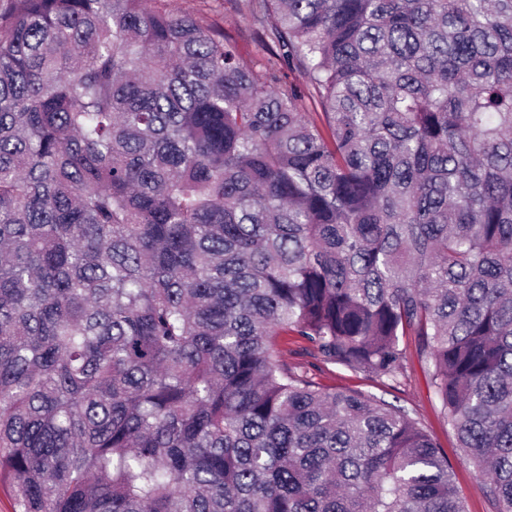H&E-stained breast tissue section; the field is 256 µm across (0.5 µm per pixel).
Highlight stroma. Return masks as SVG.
Segmentation results:
<instances>
[{"mask_svg":"<svg viewBox=\"0 0 512 512\" xmlns=\"http://www.w3.org/2000/svg\"><path fill=\"white\" fill-rule=\"evenodd\" d=\"M167 6L174 13L190 15L203 24L223 28L225 35L236 43L244 62L254 70L262 74L268 68H275L278 87L299 84V75L293 68L276 62V47L267 42L253 25L241 9L239 0H167ZM400 347L404 353L403 372L397 381L391 382L320 362L312 355L308 344L296 334L284 335L277 340L281 361L295 371L307 373L320 386L359 391L405 410L447 454L454 467L455 485L465 501L467 512H498V506L488 496L484 482L475 476L471 465L463 459L456 446L427 371L419 360L417 337L401 338Z\"/></svg>","mask_w":512,"mask_h":512,"instance_id":"35a3bbf8","label":"stroma"}]
</instances>
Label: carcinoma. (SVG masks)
<instances>
[{"label":"carcinoma","instance_id":"obj_1","mask_svg":"<svg viewBox=\"0 0 512 512\" xmlns=\"http://www.w3.org/2000/svg\"><path fill=\"white\" fill-rule=\"evenodd\" d=\"M0 0V479L18 512H512V0ZM318 104V116L305 99ZM174 13L191 15L205 25L219 26L236 43L244 62L264 75L272 62H276L277 84L273 87L288 88L299 85V74L283 61L276 59L279 50L253 25L238 0H167ZM277 349L283 363L295 371L307 373L320 386L359 391L383 398L405 410L448 455L454 467L455 485L465 501L467 511L498 512L497 504L486 493L484 482L475 476L472 466L456 448L454 435L448 428L427 371L419 360L416 336H404L400 339L404 368L396 382L322 363L311 354L308 344L293 333L279 336Z\"/></svg>","mask_w":512,"mask_h":512}]
</instances>
